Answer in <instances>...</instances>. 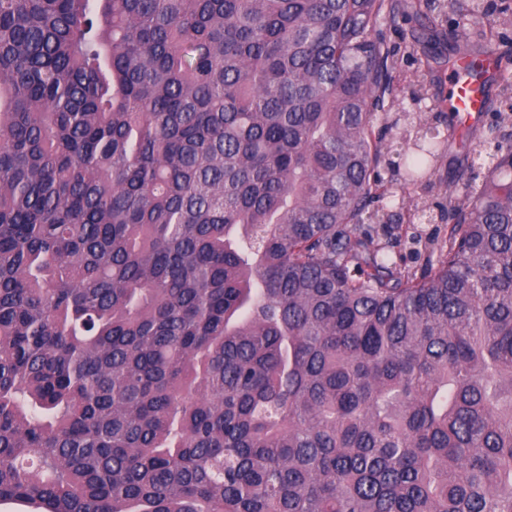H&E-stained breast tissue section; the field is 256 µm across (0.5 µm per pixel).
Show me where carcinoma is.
<instances>
[{
  "label": "carcinoma",
  "instance_id": "1",
  "mask_svg": "<svg viewBox=\"0 0 512 512\" xmlns=\"http://www.w3.org/2000/svg\"><path fill=\"white\" fill-rule=\"evenodd\" d=\"M383 6L0 0V504L512 512V151L402 240Z\"/></svg>",
  "mask_w": 512,
  "mask_h": 512
}]
</instances>
